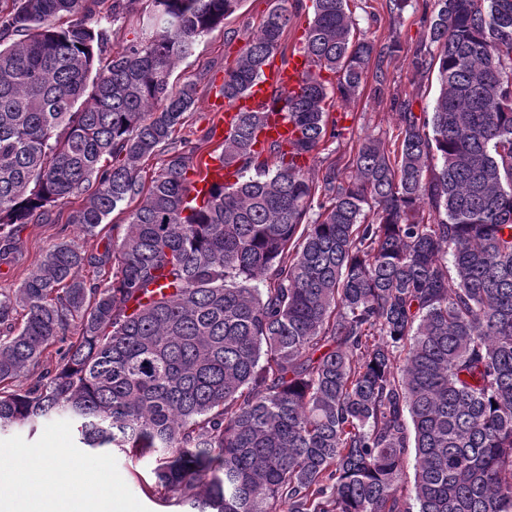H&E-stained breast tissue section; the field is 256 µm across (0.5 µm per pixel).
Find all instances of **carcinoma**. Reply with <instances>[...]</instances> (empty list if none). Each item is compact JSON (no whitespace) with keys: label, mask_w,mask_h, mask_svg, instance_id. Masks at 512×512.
Wrapping results in <instances>:
<instances>
[{"label":"carcinoma","mask_w":512,"mask_h":512,"mask_svg":"<svg viewBox=\"0 0 512 512\" xmlns=\"http://www.w3.org/2000/svg\"><path fill=\"white\" fill-rule=\"evenodd\" d=\"M133 2L0 8V261L76 194L90 236L144 195L112 248L60 243L0 293V431L65 414L84 447L152 458L150 494L183 512H512V0H434L411 54L437 71L432 112L391 94L396 150L366 136L318 186L299 159L342 135L329 108L368 76L385 96L398 44L313 0L314 70L283 100L296 139L257 151L268 113L237 112L217 154L236 179L199 204L198 145L175 138L197 89L173 71L242 0H142L111 49ZM284 3L225 99L288 62L303 0Z\"/></svg>","instance_id":"1"}]
</instances>
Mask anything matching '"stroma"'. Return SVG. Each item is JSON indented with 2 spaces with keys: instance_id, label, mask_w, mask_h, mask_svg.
<instances>
[{
  "instance_id": "stroma-1",
  "label": "stroma",
  "mask_w": 512,
  "mask_h": 512,
  "mask_svg": "<svg viewBox=\"0 0 512 512\" xmlns=\"http://www.w3.org/2000/svg\"><path fill=\"white\" fill-rule=\"evenodd\" d=\"M422 4L423 0H410L396 23L387 12L386 0H353L351 5L357 34L373 37L381 44L387 43L391 34L399 35L403 49L390 60L388 81L392 92L413 99L417 113L431 111L437 93L435 76H413L410 67L408 49L426 35L421 23ZM269 6V0H243L235 14L199 41L192 57L178 63L175 80L192 81L197 86V100L181 136H199L211 126L209 99L215 88L210 81L223 76L225 68L234 64L248 38L257 33ZM331 115L337 119L342 136L309 160V175L316 181L328 162L349 164L363 136L371 134L392 141L399 123L389 99L374 98L368 89L346 107L332 108ZM81 202V197H72L69 205L57 207L56 221L27 224L20 229L18 259L0 264V292L12 293L20 288L47 251L61 242H74L89 252H101L111 245L112 229L126 224L128 206L113 211L100 232L90 237L66 221L70 207ZM22 468L50 483L63 480L106 495L107 512H168L166 506L147 494L154 482L149 459L135 460L107 449L81 447L72 421L63 415L43 420L33 433L25 428L0 433V484L12 486L17 470Z\"/></svg>"
}]
</instances>
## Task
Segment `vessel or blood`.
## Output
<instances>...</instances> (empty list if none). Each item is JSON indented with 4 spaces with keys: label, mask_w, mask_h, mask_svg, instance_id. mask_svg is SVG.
<instances>
[{
    "label": "vessel or blood",
    "mask_w": 512,
    "mask_h": 512,
    "mask_svg": "<svg viewBox=\"0 0 512 512\" xmlns=\"http://www.w3.org/2000/svg\"><path fill=\"white\" fill-rule=\"evenodd\" d=\"M312 69L309 58L302 49H295L287 60L271 59L267 65L263 80L256 85L250 96L226 104L222 97H214L213 109L216 113L214 126L216 130L227 131L240 109H260L270 114V121L262 133L263 139H290L295 135L293 127L282 117L274 98L282 93L298 92L308 72Z\"/></svg>",
    "instance_id": "vessel-or-blood-1"
}]
</instances>
